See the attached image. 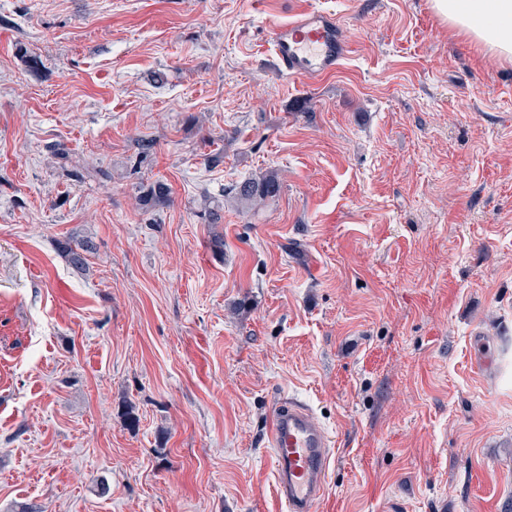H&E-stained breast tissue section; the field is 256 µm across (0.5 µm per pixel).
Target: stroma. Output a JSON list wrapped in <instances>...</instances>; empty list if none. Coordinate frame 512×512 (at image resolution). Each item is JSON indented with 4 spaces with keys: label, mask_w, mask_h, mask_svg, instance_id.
I'll return each mask as SVG.
<instances>
[{
    "label": "stroma",
    "mask_w": 512,
    "mask_h": 512,
    "mask_svg": "<svg viewBox=\"0 0 512 512\" xmlns=\"http://www.w3.org/2000/svg\"><path fill=\"white\" fill-rule=\"evenodd\" d=\"M306 9L353 51L290 80ZM288 397L321 512L512 503V62L430 0H0V512H281ZM269 43V60L289 79L328 76L352 53L336 15L321 10L299 13L289 23L275 26ZM282 183L274 172L249 178L230 188V195L241 203L259 205L280 195ZM61 249L72 267L85 270L87 265L85 254L94 250V246L90 240H83L73 245L69 242L63 243ZM266 438L285 511L318 512L332 459L324 427L303 402L282 399L272 410Z\"/></svg>",
    "instance_id": "35a3bbf8"
}]
</instances>
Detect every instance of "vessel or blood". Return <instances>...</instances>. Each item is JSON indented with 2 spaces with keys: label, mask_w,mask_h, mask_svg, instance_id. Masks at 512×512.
<instances>
[{
  "label": "vessel or blood",
  "mask_w": 512,
  "mask_h": 512,
  "mask_svg": "<svg viewBox=\"0 0 512 512\" xmlns=\"http://www.w3.org/2000/svg\"><path fill=\"white\" fill-rule=\"evenodd\" d=\"M352 48L335 14L311 10L275 26L270 60L289 79L328 76L349 58ZM267 445L272 450L276 494L286 512H319L331 464V442L313 412L301 401L276 403Z\"/></svg>",
  "instance_id": "1"
}]
</instances>
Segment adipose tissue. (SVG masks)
<instances>
[{"label":"adipose tissue","instance_id":"ef3b65f1","mask_svg":"<svg viewBox=\"0 0 512 512\" xmlns=\"http://www.w3.org/2000/svg\"><path fill=\"white\" fill-rule=\"evenodd\" d=\"M431 6L463 42L512 62V0H431Z\"/></svg>","mask_w":512,"mask_h":512}]
</instances>
